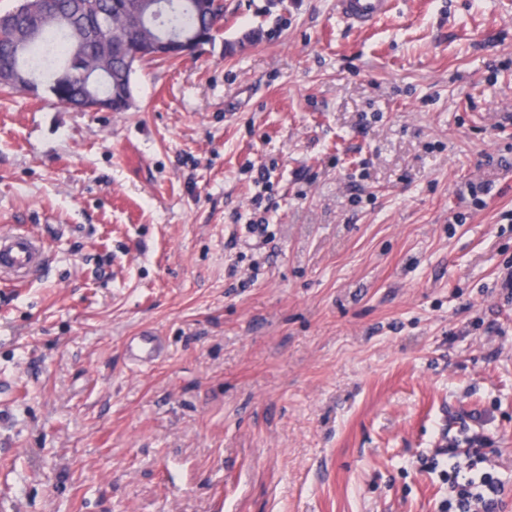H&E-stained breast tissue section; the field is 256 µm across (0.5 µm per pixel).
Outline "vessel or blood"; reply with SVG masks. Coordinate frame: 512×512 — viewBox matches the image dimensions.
Wrapping results in <instances>:
<instances>
[{
  "instance_id": "vessel-or-blood-1",
  "label": "vessel or blood",
  "mask_w": 512,
  "mask_h": 512,
  "mask_svg": "<svg viewBox=\"0 0 512 512\" xmlns=\"http://www.w3.org/2000/svg\"><path fill=\"white\" fill-rule=\"evenodd\" d=\"M394 0H336V17L348 25L370 26L390 16ZM49 252L42 238L11 229L0 231V280L23 283L38 276L48 261ZM123 351L134 365L147 367L156 362L165 347L151 333L127 337Z\"/></svg>"
}]
</instances>
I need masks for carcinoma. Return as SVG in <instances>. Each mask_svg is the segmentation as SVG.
<instances>
[{"label":"carcinoma","mask_w":512,"mask_h":512,"mask_svg":"<svg viewBox=\"0 0 512 512\" xmlns=\"http://www.w3.org/2000/svg\"><path fill=\"white\" fill-rule=\"evenodd\" d=\"M139 0H25L21 9L0 14V93L50 94L57 103H79L93 89L68 69L72 57L103 69L107 78L96 87L120 98L131 90L135 62L130 51L155 30L140 22ZM192 0H172L165 25L188 32L200 31L211 42L222 28L224 0H211L210 14H197ZM99 14L107 25L95 34L84 18Z\"/></svg>","instance_id":"1"}]
</instances>
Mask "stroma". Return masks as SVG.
Wrapping results in <instances>:
<instances>
[{
    "label": "stroma",
    "mask_w": 512,
    "mask_h": 512,
    "mask_svg": "<svg viewBox=\"0 0 512 512\" xmlns=\"http://www.w3.org/2000/svg\"><path fill=\"white\" fill-rule=\"evenodd\" d=\"M224 13L128 111L0 97L50 254L0 286V512H441L475 434L512 512V0ZM394 0H336V18L347 25L370 26L390 16ZM126 359L139 367H148L156 362L164 353L165 346L160 336L153 333H143L128 336L123 345Z\"/></svg>",
    "instance_id": "1"
}]
</instances>
